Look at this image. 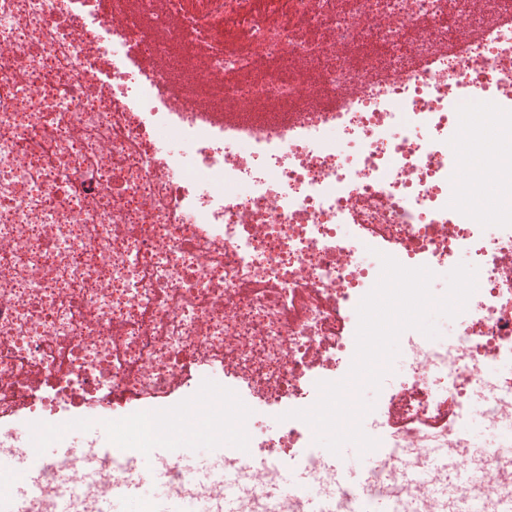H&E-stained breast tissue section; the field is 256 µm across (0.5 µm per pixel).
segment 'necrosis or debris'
Wrapping results in <instances>:
<instances>
[{
  "instance_id": "obj_1",
  "label": "necrosis or debris",
  "mask_w": 512,
  "mask_h": 512,
  "mask_svg": "<svg viewBox=\"0 0 512 512\" xmlns=\"http://www.w3.org/2000/svg\"><path fill=\"white\" fill-rule=\"evenodd\" d=\"M504 15L512 0H0V460L63 450L23 512H102L153 481L138 451L159 445L169 495L200 512H305L293 460L322 512H349L355 489L287 413L348 375L383 253L438 276L467 255L477 288L451 339L401 334L368 493L512 512V164L474 176L459 115L484 92L512 104ZM195 437L223 452L203 478L176 452Z\"/></svg>"
}]
</instances>
